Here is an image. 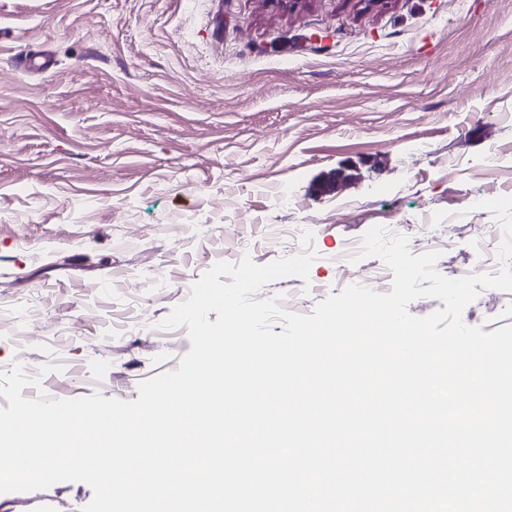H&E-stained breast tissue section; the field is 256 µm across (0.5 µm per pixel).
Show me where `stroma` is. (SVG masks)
Instances as JSON below:
<instances>
[{"label":"stroma","instance_id":"stroma-1","mask_svg":"<svg viewBox=\"0 0 512 512\" xmlns=\"http://www.w3.org/2000/svg\"><path fill=\"white\" fill-rule=\"evenodd\" d=\"M473 195L512 196V0H0V373L41 372L29 398L137 399L191 348L160 322L224 259L315 251L258 293L307 315L388 275L332 261L381 224L450 225L412 249L445 277L492 263ZM462 320L512 324V293ZM92 497L59 482L0 512Z\"/></svg>","mask_w":512,"mask_h":512}]
</instances>
